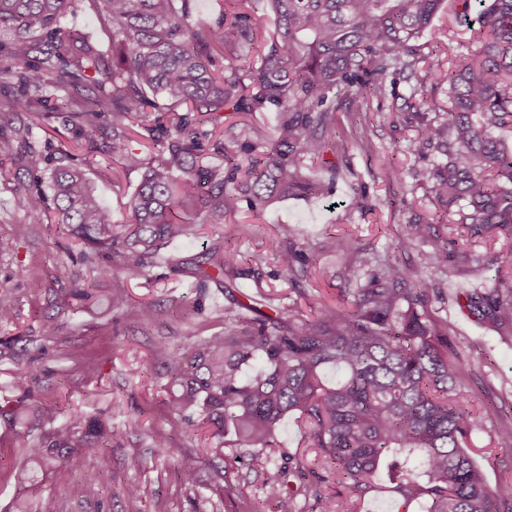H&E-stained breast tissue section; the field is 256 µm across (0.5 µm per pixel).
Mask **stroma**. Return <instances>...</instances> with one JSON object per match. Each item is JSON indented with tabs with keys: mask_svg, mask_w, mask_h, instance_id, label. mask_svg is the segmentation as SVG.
<instances>
[{
	"mask_svg": "<svg viewBox=\"0 0 512 512\" xmlns=\"http://www.w3.org/2000/svg\"><path fill=\"white\" fill-rule=\"evenodd\" d=\"M461 10V0H443L434 19L441 40L421 47L432 69L448 70L475 48ZM447 106V90L414 98L409 82L399 77L365 111H349L346 102H339L328 134L336 146L331 157L338 167L335 178H328L320 164H307L304 174L317 184L316 192L257 211L240 202L237 218L252 224L250 235L237 237L229 224L203 225L199 235L166 244L144 275L117 266L97 274L81 259L83 245L52 223L48 213L20 206V188H42L39 174L0 162V302L12 307L11 321L0 323V349L8 346L31 358L34 400L58 406L64 416L79 409L111 419L124 432L107 450L105 470L89 469L78 455L67 460L73 478L92 488L83 503L66 485L25 483V451L39 433L18 438L0 418V512H11L19 499L28 512H41L49 495L60 512H258L270 471L236 462L237 452L229 447L223 458H215L203 431L170 413L168 366L205 339L223 334L224 311L233 303L248 301L267 314L294 305L311 319L323 305L339 306L347 265H360L365 277L370 259L384 256L420 270L428 283V310L447 325L465 394L483 413L469 450L488 486L502 500H511L512 445L501 444L498 435L512 428V331L469 311L466 295L498 287L499 272L512 273V237L501 234L472 246L458 237L440 273L424 266L428 244L404 242L415 216L429 217L438 209L429 178L436 155L418 139L409 117L417 110L430 119ZM31 120V141L43 156L55 161L66 153L83 161L101 203L111 209L115 223H126V203L141 169L113 156L103 132H80L70 108L55 97H48ZM390 155L404 170L402 186L384 177L382 160ZM338 234L354 241V252L330 249ZM273 236L295 238L307 250L313 266L306 276L283 272L267 250ZM214 248L234 252L231 287L201 285L179 266ZM77 288L90 289L91 298L73 297ZM117 294L126 295V303L108 306V296ZM48 321L56 326L51 336L43 333ZM130 417L139 418L140 426L127 432L123 426ZM159 432L170 435L184 453L200 457L194 482L182 481L174 461L156 448ZM130 484L140 489L132 503L123 495Z\"/></svg>",
	"mask_w": 512,
	"mask_h": 512,
	"instance_id": "stroma-1",
	"label": "stroma"
}]
</instances>
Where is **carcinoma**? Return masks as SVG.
I'll return each mask as SVG.
<instances>
[{"mask_svg": "<svg viewBox=\"0 0 512 512\" xmlns=\"http://www.w3.org/2000/svg\"><path fill=\"white\" fill-rule=\"evenodd\" d=\"M83 2L0 0V43L13 40L0 56V89L17 85L0 98V112H35L50 94L75 103L73 118L92 133L110 114L108 148L134 167L141 159L131 148L133 124L165 138L129 198L126 224L114 223L84 171L62 157L47 170L46 189L22 200L28 209L52 212L54 223L85 246L87 262L115 259L139 275L164 243L194 234L199 224L227 223L243 198L258 209L316 190L303 169L309 160L325 161L336 99L361 112L384 96L394 76L416 80L413 95H424L417 41L437 40L432 22L442 0H266L262 14L249 8L250 0H226L213 23L193 21L191 0H91L112 25L110 53L63 23ZM464 2L476 3L479 47L471 61L434 76L431 88L448 84V112L431 120L414 112L418 136L444 157L432 171L440 212L460 215L475 236H512V154L495 136L512 126V0ZM256 42L262 49L253 66L244 63L242 49ZM33 51L44 55L42 65L18 71ZM217 56L225 61L220 72L212 70ZM228 110H274L278 122L265 141L243 126L228 142L203 145L197 117L216 125ZM30 134V125L19 122L14 138H0V157L15 156L19 145L26 169L38 171L44 158ZM205 153L222 163L204 162ZM432 229L415 218L406 238L424 243ZM268 250L291 275L310 263L304 250L277 237ZM230 259L229 252L213 253L192 274L222 283ZM447 263L446 245L425 254L428 267ZM414 275L397 261L380 262L351 308L326 306L312 320L293 306L254 322L238 313L241 303L224 310V334L171 362V412L202 423L216 452L227 443L246 449L251 468H274L264 494L273 512H297L300 494L314 497L318 512H357L323 498L309 478L327 477L277 448V427L290 414L299 415L315 461L357 500L384 470L400 502L422 500L426 512H512L467 452L481 415L462 393L457 358L439 343L447 326L428 313L427 284L407 287ZM467 306L512 329V285L474 292ZM255 355L265 369L248 377L241 367ZM330 364L344 371L334 386L322 380ZM17 365L13 387L25 403L13 413L17 435L26 436L31 419L47 426L31 448L25 478L33 485L70 484L82 498L86 491L72 482L66 460L78 454L101 471L103 449L120 433L111 421L79 412L54 425L58 409L28 401L33 372ZM156 447L176 459L182 480L193 479L199 458L183 454L167 435L156 438ZM292 478L299 486L290 487Z\"/></svg>", "mask_w": 512, "mask_h": 512, "instance_id": "obj_1", "label": "carcinoma"}]
</instances>
